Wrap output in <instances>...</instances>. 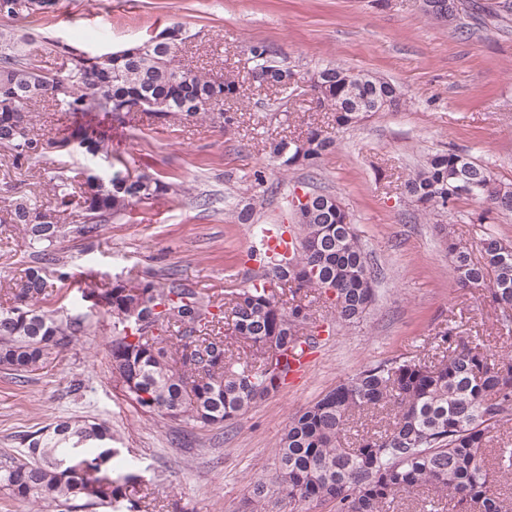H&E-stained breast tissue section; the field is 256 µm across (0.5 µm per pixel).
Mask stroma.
Listing matches in <instances>:
<instances>
[{
    "label": "stroma",
    "instance_id": "obj_1",
    "mask_svg": "<svg viewBox=\"0 0 512 512\" xmlns=\"http://www.w3.org/2000/svg\"><path fill=\"white\" fill-rule=\"evenodd\" d=\"M180 24L189 39L182 64L235 80L237 123L203 118L156 124L131 113L112 124L119 170L171 183V191L134 206L85 238L56 250L75 277L43 300L60 316L78 318L77 340L48 368L20 381L0 372V453L20 448L22 434L59 416L107 422L123 457L145 476L128 498L173 502L176 512H245L252 481L274 467L275 445L291 415L362 366L435 353L433 338L448 324L483 336L498 349L496 313L477 291L460 288L437 233L445 224L470 244L480 231L512 241V213H483L460 200L448 212L419 215L401 185L427 155L458 149L512 183V16L459 12L439 24L422 0H59L46 18L0 27L26 33V54L51 76L66 79L58 50L67 44L96 55ZM263 41L301 78L341 63L393 83L404 103L375 112L339 135L318 166L277 169L271 140L332 129L333 113L316 107L308 89L285 97L251 84L249 47ZM81 156L50 158L45 172L13 165L0 148V204L16 195L54 203L49 178L62 171L81 183ZM264 172L276 192L259 185ZM314 188L342 202L371 263L381 271L376 301L360 323L336 327L305 374L259 401L230 427L192 429L144 415L112 381L106 345L112 321L83 301L88 288L114 277L161 280L177 274L188 287L222 299L262 272L248 254L256 226L281 233L294 222V192ZM253 209L241 224L236 213ZM31 259L22 234L0 224V278L18 275Z\"/></svg>",
    "mask_w": 512,
    "mask_h": 512
}]
</instances>
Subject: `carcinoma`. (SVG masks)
Wrapping results in <instances>:
<instances>
[{
    "instance_id": "carcinoma-1",
    "label": "carcinoma",
    "mask_w": 512,
    "mask_h": 512,
    "mask_svg": "<svg viewBox=\"0 0 512 512\" xmlns=\"http://www.w3.org/2000/svg\"><path fill=\"white\" fill-rule=\"evenodd\" d=\"M58 0H0V18L26 20L56 12ZM187 35L160 49L138 42L112 52L100 67L78 68L71 57L70 86L45 74L26 58L18 39L0 30V141L12 143L13 164L37 168L48 155L80 151L109 157V135L98 127L78 134L45 136L36 129L30 106L54 101L74 115L102 112L123 120L129 109L146 103L144 113L166 123L171 113L193 121L210 114L217 102L234 99L239 84L218 80L179 64ZM253 66L282 79L288 68L270 45L250 47ZM316 104L334 113L336 128L346 129L375 112L403 104L398 88L368 72L340 64L317 72L312 86ZM336 148V137L312 127L302 137L269 145V156L284 169L312 167ZM85 221L62 224L58 210L35 197L18 196L5 208L3 223L21 228L33 264L10 280L0 307V370L25 377L51 365L74 341L80 324L40 303L56 283L68 281V267L53 251L70 234L92 236L102 225L171 190L150 175L132 179L98 167L81 172ZM65 206L69 182L52 176ZM468 181L473 193L458 192ZM402 194L426 215L461 199L478 200L488 210L512 212V184L468 155L450 149L429 155L402 185ZM291 252L251 251L248 259L267 269L247 288L213 296L169 277L125 280L116 277L97 296L112 318L107 344L110 373L125 396L148 416L178 420L197 429L230 425L252 405L277 392L288 378L289 360L318 344L313 322L316 299L329 303L342 325L359 322L376 300L380 275L339 199L316 194L308 219H298ZM439 233L452 257L458 284L481 291L501 312L498 331L512 340V243L484 232L475 241L479 259ZM442 356L435 362L395 357L366 365L317 400L296 412L274 451V469L250 488L249 512H300V506H325L329 512H385V506L420 489L445 500L455 512H471L483 501L487 512H507L498 487L512 478V448L487 453L502 428L512 424V352H489L481 336H464L453 325L437 336ZM381 411L385 428L342 445L355 414ZM111 427L84 416L60 417L32 430L23 450L0 459V492L56 512H83L119 503L141 474L112 473L119 449Z\"/></svg>"
}]
</instances>
